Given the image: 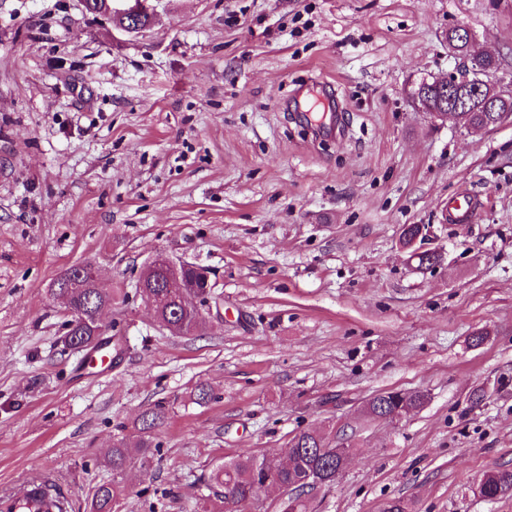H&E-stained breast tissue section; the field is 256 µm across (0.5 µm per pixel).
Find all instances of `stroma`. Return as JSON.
Instances as JSON below:
<instances>
[{
	"instance_id": "stroma-1",
	"label": "stroma",
	"mask_w": 512,
	"mask_h": 512,
	"mask_svg": "<svg viewBox=\"0 0 512 512\" xmlns=\"http://www.w3.org/2000/svg\"><path fill=\"white\" fill-rule=\"evenodd\" d=\"M151 5L130 34L81 0H0V498L49 480L89 512L116 480V512H196L217 465L314 431L350 452L305 512H512L476 491L512 469V124L471 133L408 99L457 66V25L512 73V5ZM325 81L332 134L299 119ZM459 195L477 206L445 223ZM409 224L431 226L440 265L410 263ZM157 253L209 270L201 330L170 332L136 294ZM77 263L116 295L121 353L95 378L48 292ZM392 389L427 401L369 416ZM160 401L153 458L113 477V445Z\"/></svg>"
}]
</instances>
